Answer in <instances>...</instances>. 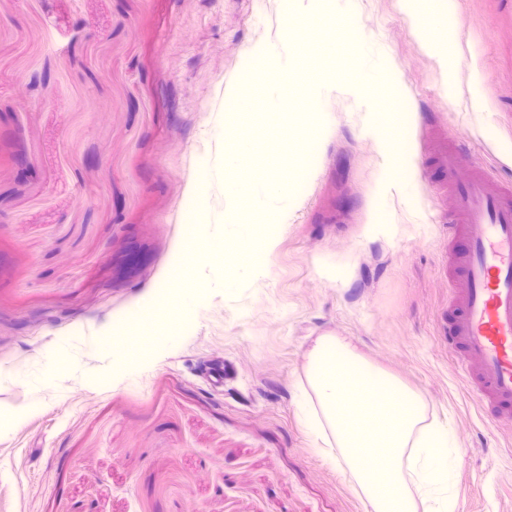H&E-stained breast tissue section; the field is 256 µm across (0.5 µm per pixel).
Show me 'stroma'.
<instances>
[{
	"mask_svg": "<svg viewBox=\"0 0 512 512\" xmlns=\"http://www.w3.org/2000/svg\"><path fill=\"white\" fill-rule=\"evenodd\" d=\"M312 5L0 0V512H363L303 421L324 336L352 340L453 429L457 512H512V417L491 416L443 341L451 199L438 170L448 143L464 148L459 177L512 176V0H456L458 25L427 44L429 0H359L402 90L410 154L392 165L366 131L391 113L337 84L255 288L210 293L179 345L125 372L93 346L170 276L189 188L225 143L252 140L256 165L277 156L274 177L294 182L296 124L273 139L219 122L234 89L277 104L244 53ZM390 165L398 184L379 211ZM226 223L201 261L255 234L245 214ZM59 349L69 373L34 384Z\"/></svg>",
	"mask_w": 512,
	"mask_h": 512,
	"instance_id": "1",
	"label": "stroma"
}]
</instances>
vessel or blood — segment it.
<instances>
[{
  "label": "vessel or blood",
  "instance_id": "b4317fda",
  "mask_svg": "<svg viewBox=\"0 0 512 512\" xmlns=\"http://www.w3.org/2000/svg\"><path fill=\"white\" fill-rule=\"evenodd\" d=\"M461 149L445 151L452 206L448 240L464 239L453 274L462 283L448 322V351L473 362L467 383L479 401L512 412V181L475 171L458 180Z\"/></svg>",
  "mask_w": 512,
  "mask_h": 512
}]
</instances>
